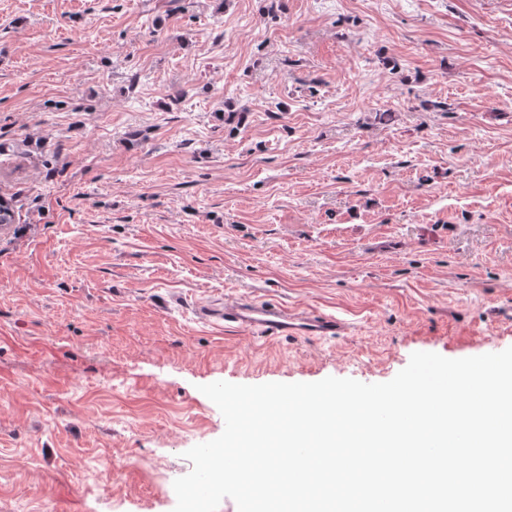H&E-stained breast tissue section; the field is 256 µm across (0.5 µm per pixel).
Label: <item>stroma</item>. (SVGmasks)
Wrapping results in <instances>:
<instances>
[{
	"instance_id": "35a3bbf8",
	"label": "stroma",
	"mask_w": 512,
	"mask_h": 512,
	"mask_svg": "<svg viewBox=\"0 0 512 512\" xmlns=\"http://www.w3.org/2000/svg\"><path fill=\"white\" fill-rule=\"evenodd\" d=\"M188 3L0 0V512H173L205 384L512 347V0ZM200 313L212 324L224 322L277 336H335L345 328L334 317L307 311L292 314L283 306L251 299L225 300L224 310L204 307Z\"/></svg>"
}]
</instances>
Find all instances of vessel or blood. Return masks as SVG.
<instances>
[{
  "label": "vessel or blood",
  "mask_w": 512,
  "mask_h": 512,
  "mask_svg": "<svg viewBox=\"0 0 512 512\" xmlns=\"http://www.w3.org/2000/svg\"><path fill=\"white\" fill-rule=\"evenodd\" d=\"M201 315L213 324L224 322L278 336H334L344 329L342 322L330 316L307 311L293 314L285 307L251 299L228 300L220 309L205 307Z\"/></svg>",
  "instance_id": "1"
}]
</instances>
